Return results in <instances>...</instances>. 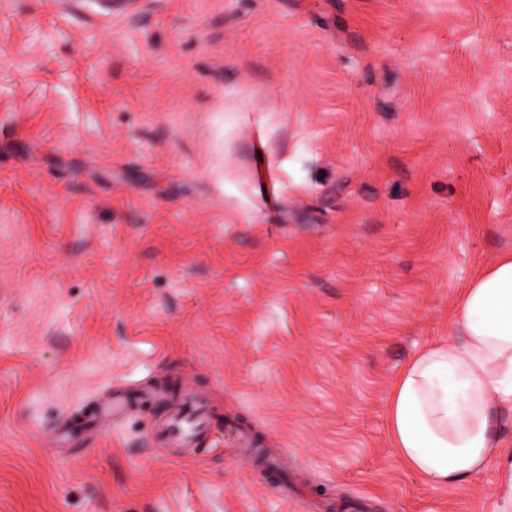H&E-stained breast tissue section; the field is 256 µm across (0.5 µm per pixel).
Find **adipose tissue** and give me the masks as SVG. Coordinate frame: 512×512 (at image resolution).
<instances>
[{"label": "adipose tissue", "instance_id": "ef3b65f1", "mask_svg": "<svg viewBox=\"0 0 512 512\" xmlns=\"http://www.w3.org/2000/svg\"><path fill=\"white\" fill-rule=\"evenodd\" d=\"M457 342L414 355L391 391L388 433L403 464L430 482L463 485L497 465L512 499V448L496 420L512 409V253L458 298Z\"/></svg>", "mask_w": 512, "mask_h": 512}]
</instances>
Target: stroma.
<instances>
[{
  "instance_id": "stroma-1",
  "label": "stroma",
  "mask_w": 512,
  "mask_h": 512,
  "mask_svg": "<svg viewBox=\"0 0 512 512\" xmlns=\"http://www.w3.org/2000/svg\"><path fill=\"white\" fill-rule=\"evenodd\" d=\"M505 252L512 0H0V512H512L387 429ZM204 418L201 408L187 400L175 410L165 435L170 440L190 444L198 436Z\"/></svg>"
}]
</instances>
